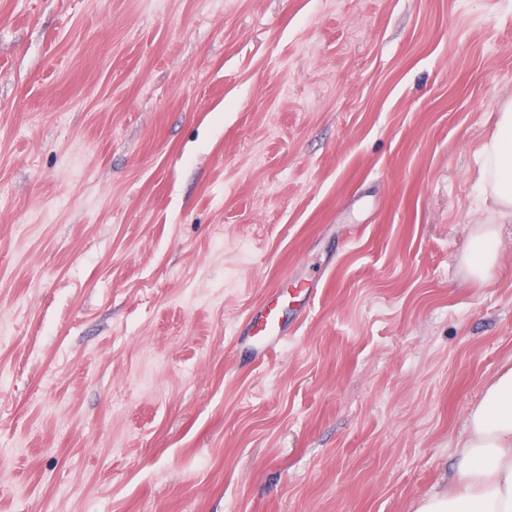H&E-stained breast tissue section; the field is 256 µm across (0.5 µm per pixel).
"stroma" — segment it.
Instances as JSON below:
<instances>
[{"label": "stroma", "mask_w": 512, "mask_h": 512, "mask_svg": "<svg viewBox=\"0 0 512 512\" xmlns=\"http://www.w3.org/2000/svg\"><path fill=\"white\" fill-rule=\"evenodd\" d=\"M510 98L512 0H0V512L447 489L512 366V224L464 264ZM282 319L278 302L265 303L249 318L240 336H245L264 357L283 343L281 336L286 325Z\"/></svg>", "instance_id": "obj_1"}]
</instances>
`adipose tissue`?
<instances>
[{"label": "adipose tissue", "instance_id": "adipose-tissue-1", "mask_svg": "<svg viewBox=\"0 0 512 512\" xmlns=\"http://www.w3.org/2000/svg\"><path fill=\"white\" fill-rule=\"evenodd\" d=\"M481 206L467 250L470 275L488 279L498 260L500 227L512 223V100L478 150L473 176ZM452 491L420 499L413 512H512V368L500 371L470 410Z\"/></svg>", "mask_w": 512, "mask_h": 512}]
</instances>
